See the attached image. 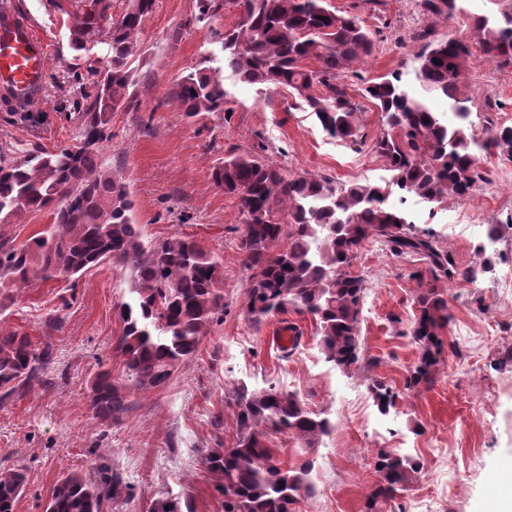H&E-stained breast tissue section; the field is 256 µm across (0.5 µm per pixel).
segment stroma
Listing matches in <instances>:
<instances>
[{"mask_svg": "<svg viewBox=\"0 0 512 512\" xmlns=\"http://www.w3.org/2000/svg\"><path fill=\"white\" fill-rule=\"evenodd\" d=\"M22 18L44 39L48 56L43 86L19 120L0 105V152L53 150L75 144V108L92 93L89 70L105 68L106 46L74 52L67 20L78 0H14ZM373 32L375 51L345 71L353 89L393 71L414 81L415 35L469 36L465 16L426 13L422 0H328ZM236 23L228 11L199 20L196 0H157L139 34L134 58L137 109L112 115V141L103 159L125 184L133 221L145 240L185 236L218 253L224 267V320L213 324L197 352L171 380L130 393V410L109 427L93 419L86 396L100 370L121 376L115 348L122 322L115 305L127 294L128 274L111 263L82 275L26 289L0 312V326L27 333L52 360L31 388L0 402V469L25 478L14 512H43L57 481L70 472L99 478L120 472L122 495L103 512H151L156 500L176 498L186 512H223L203 459L231 444L237 432L229 397L238 387H275L296 394L308 409L335 425L319 448L303 454L288 435L270 444L286 466L310 458L314 494L301 512H364L376 480L380 450L408 455L421 468L384 512H484L504 472L512 471V299L496 281L512 270V160L482 155L484 181L469 196L426 204L408 201L418 229L435 234L457 263L477 262L476 243L489 225L499 227L495 267L476 283L446 285L452 320L432 388L403 389L418 351L405 332L414 312L417 256H394L365 243L355 272L365 277L360 315V369L344 374L325 362L318 327L294 309L254 322L246 312L249 272L238 248L243 217L238 201L213 187L210 175L224 157L251 153L291 173L322 175L339 183H382L386 162L367 146L384 130L380 112L360 99L365 145L330 137L303 100L288 89L238 81L224 67L222 34ZM193 68L219 71L228 92L223 111L185 119L171 91ZM465 81L471 131L487 139L512 124V67L500 66L472 46ZM296 327L300 343L284 356L279 337ZM377 377L399 387L388 415H380L366 389Z\"/></svg>", "mask_w": 512, "mask_h": 512, "instance_id": "obj_1", "label": "stroma"}]
</instances>
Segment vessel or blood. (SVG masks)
Instances as JSON below:
<instances>
[{
    "mask_svg": "<svg viewBox=\"0 0 512 512\" xmlns=\"http://www.w3.org/2000/svg\"><path fill=\"white\" fill-rule=\"evenodd\" d=\"M46 56L44 40L25 19L0 23V87L28 98L42 79Z\"/></svg>",
    "mask_w": 512,
    "mask_h": 512,
    "instance_id": "1",
    "label": "vessel or blood"
}]
</instances>
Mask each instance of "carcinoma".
Wrapping results in <instances>:
<instances>
[{
    "label": "carcinoma",
    "mask_w": 512,
    "mask_h": 512,
    "mask_svg": "<svg viewBox=\"0 0 512 512\" xmlns=\"http://www.w3.org/2000/svg\"><path fill=\"white\" fill-rule=\"evenodd\" d=\"M113 12V0H79L71 15L69 42L77 52L104 44L108 66L94 70L95 91L76 103L80 131L73 146L0 156V223L25 211L50 210L52 221L25 243L0 235V288L20 292L38 283L81 274L106 261L128 270L127 299L118 305L122 320L116 349L123 356L122 377L98 371L87 403L101 426L120 419L129 408L131 389L165 385L197 350L205 330L224 316V270L215 254L187 237L147 242L132 219L133 202L124 184L102 160L112 139V113L134 107L131 64L138 51L143 19L156 0H125ZM431 14L464 13L460 0H422ZM199 18L227 10L237 14L224 31V64L241 82L288 88L313 112L333 138L362 141L360 105L340 81L341 71L375 49L371 32L354 16L327 7V0H197ZM469 27L484 54L512 65V5L496 15L468 14ZM415 54L414 89L403 73L392 72L368 84L362 95L381 112L385 132L371 145L391 177L383 185L338 183L310 173L284 174L248 153L230 155L213 168V185L238 200L249 232L239 249L251 271L247 314L256 321L293 308L312 316L318 344L327 362L350 372L358 368L360 312L364 279L352 272L363 243L379 242L395 256L417 255L427 274L416 275L414 316L405 335L418 350L404 387L418 391L435 383L444 350L455 345L442 333L452 316L437 283H473L493 269L488 251L497 226L476 245L480 262L462 267L435 235L418 231L410 212L389 203L406 193L427 203L470 195L484 179L481 157L490 149L512 159V125H501L485 140L470 133V97L462 91L470 44L457 38H433L422 30ZM439 59L437 65L433 59ZM187 119L224 110L228 92L220 73L193 69L172 90ZM447 101L458 122L448 123L432 101ZM288 222L274 218L276 206ZM49 364V353L17 330L0 327V402L10 398ZM367 389L380 414L395 406L398 394L371 378ZM233 444L211 449L204 458L224 512H300L313 494V462L288 467L268 445L273 434H290L307 452L319 446L335 425L300 398L274 388L240 387ZM378 479L366 512L383 505L405 487L419 463L382 450ZM118 474L97 482L71 472L58 480L45 512H102L105 501L120 493ZM23 488L22 475L0 470V512H14Z\"/></svg>",
    "instance_id": "carcinoma-1"
}]
</instances>
